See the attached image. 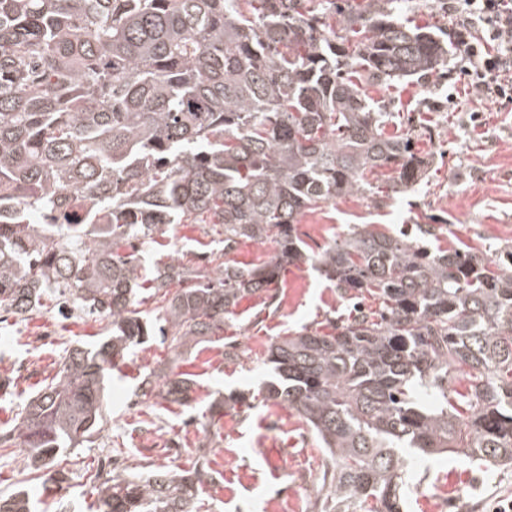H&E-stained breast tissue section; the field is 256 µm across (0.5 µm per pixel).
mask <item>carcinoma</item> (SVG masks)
Returning a JSON list of instances; mask_svg holds the SVG:
<instances>
[{"label":"carcinoma","mask_w":512,"mask_h":512,"mask_svg":"<svg viewBox=\"0 0 512 512\" xmlns=\"http://www.w3.org/2000/svg\"><path fill=\"white\" fill-rule=\"evenodd\" d=\"M413 2L0 0V309L23 318L58 293L112 318L0 428L43 489L70 487L60 456L103 430L118 361L155 334L175 357L224 339L240 302L269 306L297 264L342 299L380 300L267 349L262 400L295 410L322 448L319 512H403L416 459L512 466V249L434 251L441 226L418 224L354 226L311 253L296 231L325 203H384L427 177L434 154L415 144L431 127L409 117L387 133L367 92L444 67V38L401 17ZM170 224L221 225L212 268L169 257L146 269L133 243ZM242 239L275 251L224 260ZM137 391L196 403L194 380L172 369L145 372ZM207 475L202 463L89 479L95 512H195ZM35 507L26 488L0 496V512Z\"/></svg>","instance_id":"carcinoma-1"}]
</instances>
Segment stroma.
<instances>
[{"label": "stroma", "instance_id": "stroma-1", "mask_svg": "<svg viewBox=\"0 0 512 512\" xmlns=\"http://www.w3.org/2000/svg\"><path fill=\"white\" fill-rule=\"evenodd\" d=\"M462 58L453 49L440 76L386 91L371 88L374 100L403 115L441 103V110L423 111L438 135V154L422 183L388 205L346 196L305 213L296 229L309 250L320 251L354 224L387 233L432 218L447 225L436 242L440 249L512 246V104L478 96L461 75ZM433 146L417 143L423 152ZM219 248L218 235L195 224H172L144 259L176 255L200 265ZM275 293L274 315L255 320L259 298L243 299L224 326L223 341L200 344L178 360L176 371L195 376V408L159 396L147 403L135 397L140 374L170 357L167 346L152 338L108 380L104 429L95 442L70 454L68 491L43 494L24 469L23 448L12 447L0 449V494L25 487L40 498V512H93L87 467L116 459L141 471L181 470L202 457L213 480L200 494L199 512H314L322 451L294 410L263 402L260 390L271 378L264 360L275 338L349 313L351 306L304 265L288 266ZM106 325V318L51 303L23 319L0 315V380L14 382L12 391L0 390V426H11L32 390L58 372L66 349L92 343L105 335ZM231 341L243 351L235 364L224 359V345ZM233 392L244 394L245 406L210 418V405ZM412 470L407 512H492L495 504L512 501V467L486 468L446 454L415 462Z\"/></svg>", "mask_w": 512, "mask_h": 512}]
</instances>
